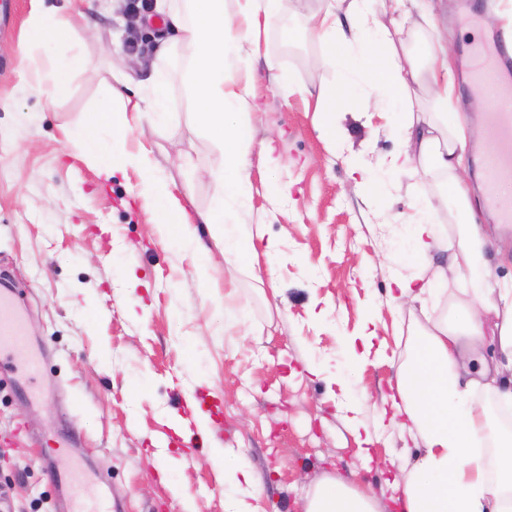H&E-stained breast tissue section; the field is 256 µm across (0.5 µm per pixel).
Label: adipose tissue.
Returning <instances> with one entry per match:
<instances>
[{
	"instance_id": "ef3b65f1",
	"label": "adipose tissue",
	"mask_w": 512,
	"mask_h": 512,
	"mask_svg": "<svg viewBox=\"0 0 512 512\" xmlns=\"http://www.w3.org/2000/svg\"><path fill=\"white\" fill-rule=\"evenodd\" d=\"M309 18L311 32L323 47L322 65L336 75L332 88L318 87L311 97L315 125L327 141L336 139V114L344 103L354 110L391 113L400 149L381 163L361 188L371 200H390L405 175L431 179L450 216L456 248L450 268L459 272L454 289L466 303L453 316L420 328L396 372L390 395L395 412L390 425L422 446L404 471L403 512H512V432L492 422L488 409L476 398L485 389L498 407L512 409V286L498 288L490 281L488 241L475 224L462 176L463 159L473 130L448 118L453 76L444 39L412 42L427 31L428 6L412 0L414 11L402 25L390 28L378 17L384 0H321ZM284 0H172L170 15L175 43L189 48L187 66L193 118L221 151L219 168L210 178L222 187L220 201L200 216L217 235L228 273L253 265V246L261 229L244 224L252 197L248 152L252 128L245 120L254 96L253 63L261 57L270 23L280 16ZM58 63L45 75L57 95L68 90L71 72L89 67L70 39L56 41ZM168 82L156 80L147 92L120 95L119 105L99 115L112 139L125 141L131 121L157 126L166 118ZM432 97V110L416 115L417 91ZM123 160L144 173L139 194L163 219L161 231L178 228V242L196 258L202 282H210L213 265L201 244L196 225L188 220L186 201L173 191L163 170L147 151L125 152ZM411 223L395 228L408 240L415 257L412 268L396 274L399 299L437 305L440 288L427 276L442 233L434 222V208L415 199ZM491 339L499 357L491 366L474 371L461 359L463 349L477 350ZM304 512H380L371 490L354 488L346 479L324 478L307 495Z\"/></svg>"
}]
</instances>
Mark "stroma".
I'll list each match as a JSON object with an SVG mask.
<instances>
[{
	"instance_id": "35a3bbf8",
	"label": "stroma",
	"mask_w": 512,
	"mask_h": 512,
	"mask_svg": "<svg viewBox=\"0 0 512 512\" xmlns=\"http://www.w3.org/2000/svg\"><path fill=\"white\" fill-rule=\"evenodd\" d=\"M129 0H7L0 10V289H10L27 319V351L44 352L38 393L18 377L27 351L0 369V492L11 512H56L41 439L63 436L89 470L106 476L112 512H225L235 491L211 457H241L260 477L258 512H302L325 476L356 472L382 512H395L396 470L406 442L399 429L378 428L390 409L396 366L409 350L418 304L394 308L388 285L396 266L386 224L408 222L414 197L430 181L403 178L397 197L375 213L356 186L347 156L377 166L397 148L381 112H340L342 144L315 128L299 93L269 83L255 67L256 140L249 150L250 220H263L276 250L240 276L233 305L247 322L224 333V271L212 283L195 272L176 235L160 236V217L138 195L140 169L115 162L103 173L73 131L112 106V67L125 64L147 87L156 61L169 83L172 120L162 130L133 125L128 150L144 148L164 168L194 211L211 207L219 188L201 169L220 152L191 126L184 80L187 51L165 48L168 0L133 14ZM439 32L448 36L455 109L484 121L471 98L472 45L512 49V0H434ZM53 8L77 51L91 64L54 97L37 74L55 61L52 41L27 39L31 16ZM320 0H287L270 27L265 50L298 85L330 86L322 46L306 18ZM268 59V60H269ZM273 138L276 162L259 151ZM282 192L272 196L271 185ZM374 321L380 352L363 362L347 356V340ZM335 367L337 381L310 380L304 364ZM362 406L376 436L360 450L340 408Z\"/></svg>"
}]
</instances>
